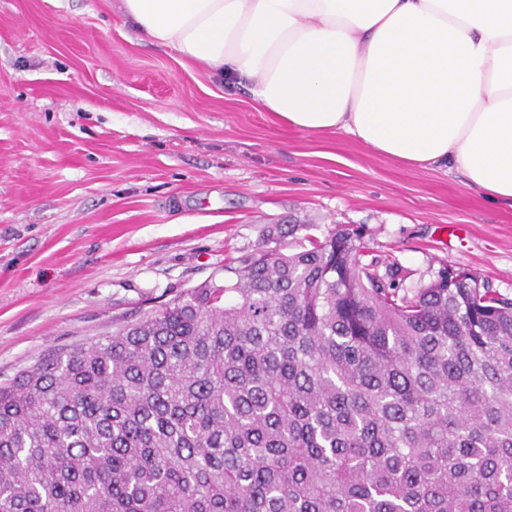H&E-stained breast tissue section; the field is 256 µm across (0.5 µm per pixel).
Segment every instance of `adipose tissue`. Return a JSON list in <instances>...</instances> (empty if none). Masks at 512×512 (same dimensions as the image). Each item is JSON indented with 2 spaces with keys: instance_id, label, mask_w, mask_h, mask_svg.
Here are the masks:
<instances>
[{
  "instance_id": "adipose-tissue-1",
  "label": "adipose tissue",
  "mask_w": 512,
  "mask_h": 512,
  "mask_svg": "<svg viewBox=\"0 0 512 512\" xmlns=\"http://www.w3.org/2000/svg\"><path fill=\"white\" fill-rule=\"evenodd\" d=\"M152 43L245 82L259 109L343 131L512 201V0H123Z\"/></svg>"
}]
</instances>
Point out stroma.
<instances>
[{"label": "stroma", "mask_w": 512, "mask_h": 512, "mask_svg": "<svg viewBox=\"0 0 512 512\" xmlns=\"http://www.w3.org/2000/svg\"><path fill=\"white\" fill-rule=\"evenodd\" d=\"M341 227L406 288L451 266L512 298V207L461 174L286 125L119 0H0L1 384Z\"/></svg>", "instance_id": "stroma-1"}]
</instances>
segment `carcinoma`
<instances>
[{"instance_id":"obj_1","label":"carcinoma","mask_w":512,"mask_h":512,"mask_svg":"<svg viewBox=\"0 0 512 512\" xmlns=\"http://www.w3.org/2000/svg\"><path fill=\"white\" fill-rule=\"evenodd\" d=\"M347 228L0 385V512H512V299Z\"/></svg>"}]
</instances>
